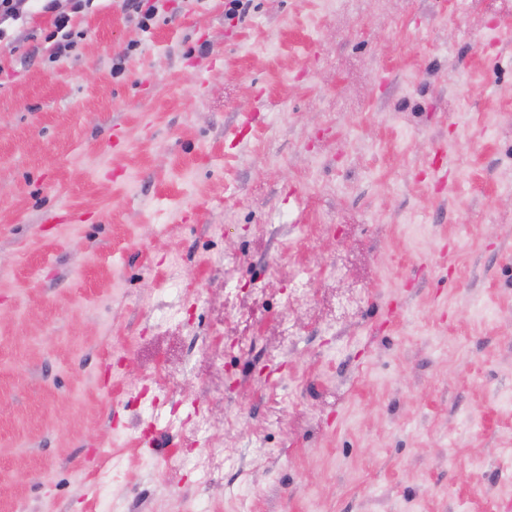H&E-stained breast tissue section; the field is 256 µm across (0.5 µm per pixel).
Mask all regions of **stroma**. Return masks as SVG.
Returning <instances> with one entry per match:
<instances>
[{"instance_id": "obj_1", "label": "stroma", "mask_w": 512, "mask_h": 512, "mask_svg": "<svg viewBox=\"0 0 512 512\" xmlns=\"http://www.w3.org/2000/svg\"><path fill=\"white\" fill-rule=\"evenodd\" d=\"M158 7L0 24V512H512V0Z\"/></svg>"}]
</instances>
